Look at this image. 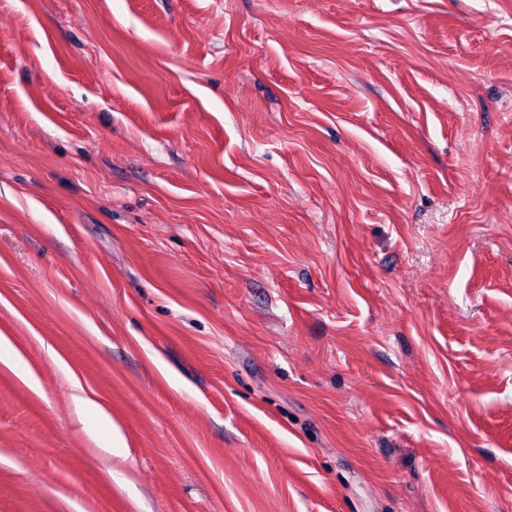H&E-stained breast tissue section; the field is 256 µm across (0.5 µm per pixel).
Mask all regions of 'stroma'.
Instances as JSON below:
<instances>
[{"instance_id":"stroma-1","label":"stroma","mask_w":512,"mask_h":512,"mask_svg":"<svg viewBox=\"0 0 512 512\" xmlns=\"http://www.w3.org/2000/svg\"><path fill=\"white\" fill-rule=\"evenodd\" d=\"M0 336V512H512V0H0Z\"/></svg>"}]
</instances>
